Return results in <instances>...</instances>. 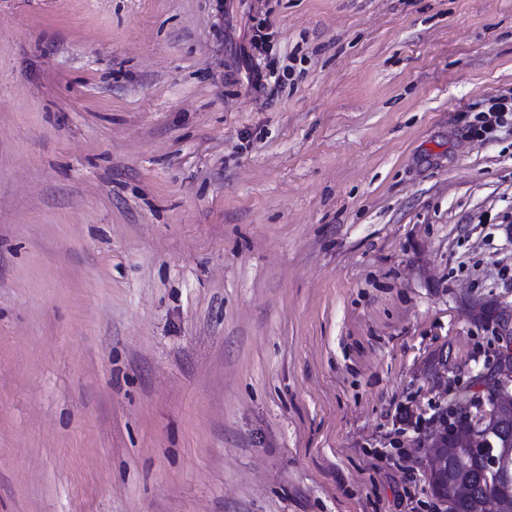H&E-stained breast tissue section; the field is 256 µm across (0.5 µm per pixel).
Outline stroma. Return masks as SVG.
Instances as JSON below:
<instances>
[{"mask_svg": "<svg viewBox=\"0 0 512 512\" xmlns=\"http://www.w3.org/2000/svg\"><path fill=\"white\" fill-rule=\"evenodd\" d=\"M511 90L512 0H0V512H431ZM512 112V92L509 94H501L488 100L487 111L482 112L484 115L479 120L481 123L478 131L481 136L492 137L504 122L507 113Z\"/></svg>", "mask_w": 512, "mask_h": 512, "instance_id": "obj_1", "label": "stroma"}]
</instances>
